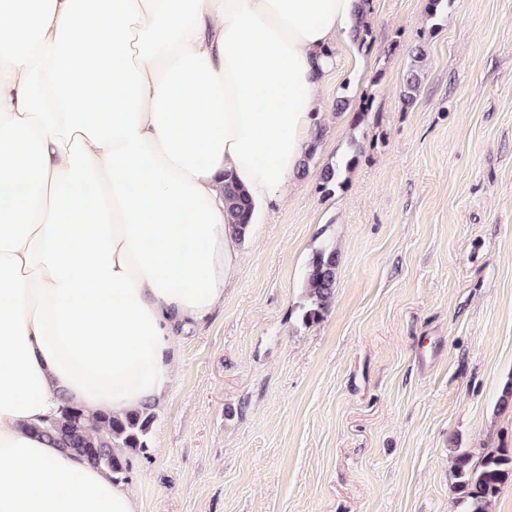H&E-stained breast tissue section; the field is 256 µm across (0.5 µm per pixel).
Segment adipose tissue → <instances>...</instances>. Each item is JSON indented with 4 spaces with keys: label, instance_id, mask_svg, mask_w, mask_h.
<instances>
[{
    "label": "adipose tissue",
    "instance_id": "adipose-tissue-1",
    "mask_svg": "<svg viewBox=\"0 0 512 512\" xmlns=\"http://www.w3.org/2000/svg\"><path fill=\"white\" fill-rule=\"evenodd\" d=\"M366 0H29L0 10V512H140L36 431L61 400L161 404L254 208L321 123ZM224 201L230 217L231 224L244 235L248 228L252 205L242 189H240L231 176H224Z\"/></svg>",
    "mask_w": 512,
    "mask_h": 512
}]
</instances>
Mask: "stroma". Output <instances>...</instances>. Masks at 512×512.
<instances>
[{
  "mask_svg": "<svg viewBox=\"0 0 512 512\" xmlns=\"http://www.w3.org/2000/svg\"><path fill=\"white\" fill-rule=\"evenodd\" d=\"M367 20L370 48H333L308 174L240 242L223 306L179 338L127 481L140 512H459L458 452L512 450L496 408L512 380V0L436 19L427 0H369ZM350 156L344 187L321 192L320 169ZM326 242L336 292L308 325L305 269ZM425 55V49L420 45L411 50L413 63L403 77L401 89V97L406 106L415 102L421 88Z\"/></svg>",
  "mask_w": 512,
  "mask_h": 512,
  "instance_id": "35a3bbf8",
  "label": "stroma"
}]
</instances>
